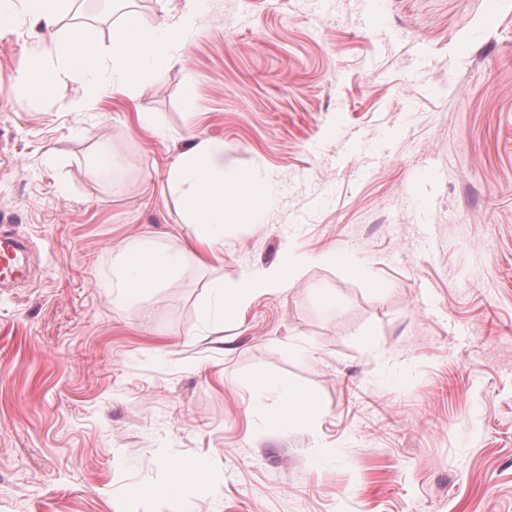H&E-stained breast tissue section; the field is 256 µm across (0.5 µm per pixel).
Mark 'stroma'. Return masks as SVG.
I'll return each mask as SVG.
<instances>
[{"instance_id":"obj_1","label":"stroma","mask_w":512,"mask_h":512,"mask_svg":"<svg viewBox=\"0 0 512 512\" xmlns=\"http://www.w3.org/2000/svg\"><path fill=\"white\" fill-rule=\"evenodd\" d=\"M197 9L181 62L83 116L69 88L0 99V225L31 256L0 288V512H512V0ZM41 35L0 29V90ZM193 136L268 187L205 255L166 185ZM135 237L182 268L117 303ZM306 256L205 317L212 281ZM254 377L320 412L271 428ZM169 460L204 463L191 497L130 495ZM302 273L298 265L272 266L261 274L245 272L241 274L234 288H221L214 285L217 293L222 295V315L224 320H235L242 307L256 294L265 292H286Z\"/></svg>"}]
</instances>
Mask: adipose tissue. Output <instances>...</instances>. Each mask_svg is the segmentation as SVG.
<instances>
[{"label": "adipose tissue", "mask_w": 512, "mask_h": 512, "mask_svg": "<svg viewBox=\"0 0 512 512\" xmlns=\"http://www.w3.org/2000/svg\"><path fill=\"white\" fill-rule=\"evenodd\" d=\"M8 2V8L0 7L1 29L26 19L52 33L22 65L32 93L51 96L62 87L74 86L78 94L69 106L79 115L94 104L103 74H110L113 87L121 88L134 84L144 72L165 73L186 55L196 18L194 9L189 8L147 25L128 13L113 21L109 43L103 47L79 26L55 34L60 15L69 10L73 0ZM167 183L182 203L184 223L195 226L198 238L206 244L211 241L209 226L250 220L257 201L267 192L262 182L225 174L224 144L212 139L192 143L170 170ZM179 270V258L168 249L142 239L130 240L112 262L115 299L135 300L149 288L175 278ZM301 273L300 266L278 265L260 274H241L234 287L221 292L224 319H236L254 295L287 291ZM251 385L279 393L281 418L297 419L320 411L319 402L297 385L270 379H255Z\"/></svg>", "instance_id": "ef3b65f1"}]
</instances>
